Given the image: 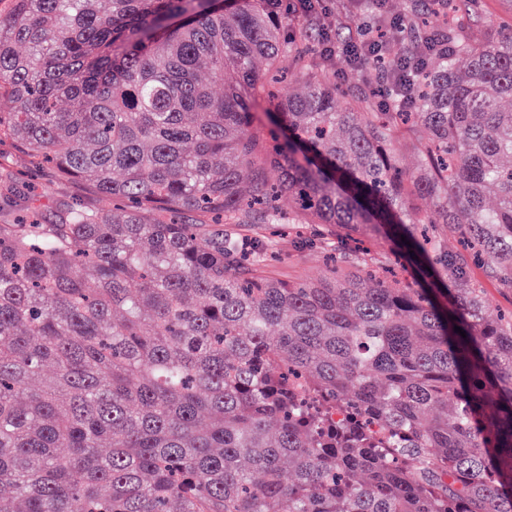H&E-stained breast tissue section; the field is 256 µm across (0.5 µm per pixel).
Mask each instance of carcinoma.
<instances>
[{"label": "carcinoma", "mask_w": 512, "mask_h": 512, "mask_svg": "<svg viewBox=\"0 0 512 512\" xmlns=\"http://www.w3.org/2000/svg\"><path fill=\"white\" fill-rule=\"evenodd\" d=\"M4 2L0 145L112 208L0 217V512H512V27L407 0L402 112L267 0ZM321 245L314 241L307 248L296 249L291 238L283 236L279 240V260L272 268L273 275L282 280L296 281L301 278L317 279L323 273Z\"/></svg>", "instance_id": "obj_1"}]
</instances>
